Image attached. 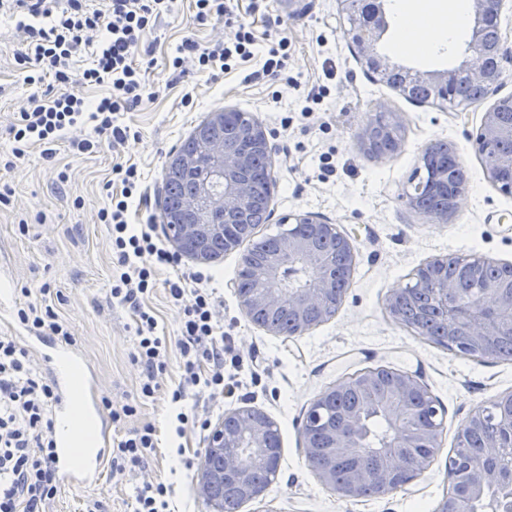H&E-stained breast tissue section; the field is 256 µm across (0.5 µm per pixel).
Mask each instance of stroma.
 <instances>
[{
	"label": "stroma",
	"mask_w": 512,
	"mask_h": 512,
	"mask_svg": "<svg viewBox=\"0 0 512 512\" xmlns=\"http://www.w3.org/2000/svg\"><path fill=\"white\" fill-rule=\"evenodd\" d=\"M252 0H239L259 49L288 32V77L250 79L259 69L251 61L224 73L187 67L172 73V50L193 37L207 46L223 40V24L193 20V0H177L173 12L147 33L150 55L138 63L147 71L153 96L121 120L132 138L115 144L102 139L97 152L73 155L68 143H56V161L46 164L41 146L28 149L12 171L0 169V192L11 203L0 205V275L15 289L27 288L34 301H47L73 334L72 344L92 373L90 397L111 401L114 410L133 402L141 370L130 357L134 321L113 306L112 250L106 225L97 213L107 201L105 185L118 163L136 164L146 186L147 203L132 215L136 224L151 223L159 238L167 233L161 218L162 171L182 141L211 113L235 108L264 126L274 148L271 216L258 236L284 231L283 220L312 213L337 224L352 239L358 257L347 296L338 313L305 335L275 336L242 312L231 282L242 253H226L220 264L185 257L181 269L209 276L218 311L224 318L225 376L236 383L223 402H200L197 411L210 423L241 406L264 410L281 436L279 473L268 488L273 512H436L449 486L448 459L461 425L471 413L512 392V360L460 356L425 341L397 322L387 308L390 294L405 287L417 267L438 256L476 255L512 263V195L485 178L468 139L486 110L472 104L449 110L407 100L385 83L372 82L345 37L346 15L337 0H266L264 12L251 13ZM397 22L379 41L381 54L420 71L457 66L470 34L437 50L393 55L389 46ZM23 40L9 19L0 20V131L27 108L31 88L19 74L14 53ZM323 99L308 105L309 91ZM193 102L183 105L184 93ZM400 121L403 146L388 157L364 154L357 138L378 114ZM443 140L460 150L469 189L458 213L447 224H434L409 208L403 198L410 175L420 166L427 144ZM67 181H60L59 172ZM27 232H20V224ZM48 295H41V287ZM178 360L160 374L155 398L138 405L134 415L109 423L113 440L146 424L155 425L159 446L143 468L123 481L110 472L91 485L58 477L59 492L47 512H129L136 485L173 483V512H207L198 492V474L207 438L188 431L183 439L186 462L168 446L166 424L172 410L168 389L178 375ZM385 366L420 376L443 410L441 446L428 469L410 483L379 497L343 498L318 479L301 447L298 423L310 404L337 382L362 370Z\"/></svg>",
	"instance_id": "1"
}]
</instances>
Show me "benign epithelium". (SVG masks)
Instances as JSON below:
<instances>
[{
    "label": "benign epithelium",
    "instance_id": "1",
    "mask_svg": "<svg viewBox=\"0 0 512 512\" xmlns=\"http://www.w3.org/2000/svg\"><path fill=\"white\" fill-rule=\"evenodd\" d=\"M506 0H473L474 13L482 17L488 12L489 4H494L496 20H501V12ZM371 4L367 24L360 30L347 33L356 56L362 66L374 80H383L393 68L379 57L375 49L376 32L386 26L384 13L376 0ZM471 53L464 57L460 65L439 73H411L403 75L407 85L424 84L431 90V99L448 108L454 107L448 91L462 72L471 79L486 86L484 101L490 106L483 113V118L476 132L469 134L475 153L479 156L483 172L487 180L504 194L512 195V148L505 151L496 148L501 141L512 145V123L503 122V109L512 110V95L499 96L502 84V70L492 71L488 68L485 56L480 52L483 42V30L480 25L472 29ZM399 128L397 118L381 117L368 125L359 139L360 148L368 155H375L374 142L387 133L395 134ZM248 135L252 145L273 157L271 146L265 128L252 120L249 123ZM212 163L224 170V193L214 195L209 188L186 200L184 211L189 218L166 225L169 237L177 250L183 245L192 247V258L196 261H207V250L214 239L224 240L225 251H233L241 245V240L224 236V224L237 223L241 220V207L248 201L250 193L249 170L251 158L235 145L224 142L216 143L211 152ZM459 168L466 171L465 165L457 159L451 164L431 167L429 187L445 188L448 190V206L438 212L429 213L427 217L437 224H446L457 213L468 189V175L450 178V172ZM205 203L209 210H218L224 214L222 224H199L190 219ZM295 223L304 226L301 233L289 231L278 237V243L265 261L260 264L259 278L253 293L238 296L241 310L250 315L256 307H265L276 311L286 307L295 315L293 328L288 336H302L312 328L331 319L339 311L346 296L348 285L338 284L336 264L331 258L320 254L316 244L320 239H330L336 252L346 260L348 270H353L357 253L350 238L344 234L338 225L315 215H298ZM448 262V257H436L425 267L418 268L412 276V282L406 288L393 292L388 299V309L393 317H398L394 307L397 298H407L419 293L425 288L439 289L442 297L449 301L458 291L455 281L427 280L423 277V269H437ZM303 265L309 269L310 282L307 287L291 291L284 287V278L291 268ZM483 303L477 308L458 310L448 305V315L445 317V327L448 337L458 342L454 348L460 355H476L481 358L495 359L497 355L489 349L490 342L501 332L512 325V293L504 291L501 284L491 282L482 291ZM342 388L336 384L323 393L312 403L299 428L303 440V450L309 463H314L315 450L308 442L310 429L319 421L320 411L332 394ZM417 393H428L427 387L415 375L401 372L392 395L388 398L387 410L397 427L393 434V448L384 454L386 471L383 476L384 484L395 475L413 469L420 473L427 469L429 460L417 458L412 449L422 445L432 448L439 447L442 434L441 424L436 423L429 428H411L402 426L406 416L416 411L413 397ZM226 416L236 419L237 427L229 435L224 430V423H219L211 432L205 448L201 474L199 476V494L210 512H221L215 500L210 496V488L214 485H224L227 478L236 479L242 495L247 501H265L266 491L257 490L244 479L250 463L266 461L277 453L268 443V432L275 426L273 419L263 410L253 406H243L231 410ZM362 417L356 411H348L335 424L328 434L329 447L337 458L355 459L362 452L361 428ZM319 480L336 494L345 498L357 497L359 487L370 479V475L359 467H353L345 485L336 488L335 470L324 466L315 469ZM467 477L473 496L482 495L485 489L505 479L512 480V473L504 477L502 471L489 465L477 466L468 471Z\"/></svg>",
    "mask_w": 512,
    "mask_h": 512
}]
</instances>
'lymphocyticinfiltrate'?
I'll return each instance as SVG.
<instances>
[{"label":"lymphocytic infiltrate","instance_id":"1","mask_svg":"<svg viewBox=\"0 0 512 512\" xmlns=\"http://www.w3.org/2000/svg\"><path fill=\"white\" fill-rule=\"evenodd\" d=\"M197 23H223L224 41L203 46L184 39L169 59L173 70L193 63L198 71L225 72L250 62L256 40L240 14L237 0H194ZM175 0H0L17 28L26 36L15 55L24 84L33 89L30 106L19 112L6 133L9 154L0 155V168L14 169L28 148L42 146L53 160V143L76 128L90 127L92 137L72 141L75 154L95 152L100 135L121 144L130 135L120 121L122 112L140 105L149 92L145 73L136 58L145 51L147 30L173 12ZM88 88L103 96H85ZM121 185L108 192L98 212L106 224L112 249L114 305L128 308L135 321L132 360L143 369L136 402L154 398L157 377L168 368L169 348L160 336L155 313L144 300L153 292L157 276L177 266V253L165 248L151 225L133 226L131 204L144 196L136 165L112 168ZM170 303L180 310L177 346L182 359L177 385L170 390L173 411L168 425L176 438L187 430H206L207 421L186 409L189 397L215 400L231 393L224 378V320L216 309L213 289L201 276L166 279ZM17 322L29 331L60 342L72 334L50 305L35 302L16 308ZM58 400L53 384L31 366L28 349L0 336V512H45L58 493L54 468V410ZM158 446L155 426L131 431L112 451L111 472L122 475L142 467Z\"/></svg>","mask_w":512,"mask_h":512}]
</instances>
